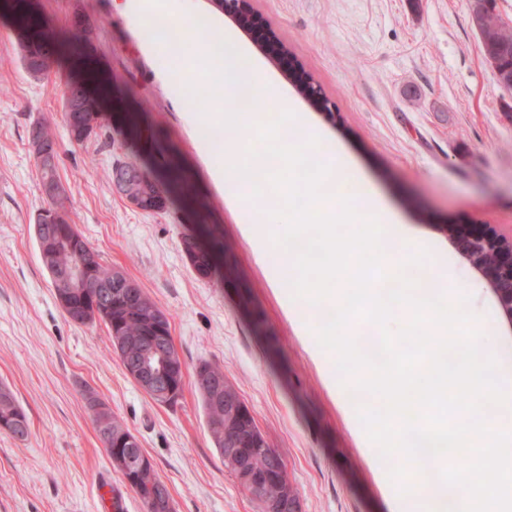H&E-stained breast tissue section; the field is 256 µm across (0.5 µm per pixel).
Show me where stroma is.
I'll return each instance as SVG.
<instances>
[{
  "label": "stroma",
  "mask_w": 512,
  "mask_h": 512,
  "mask_svg": "<svg viewBox=\"0 0 512 512\" xmlns=\"http://www.w3.org/2000/svg\"><path fill=\"white\" fill-rule=\"evenodd\" d=\"M252 7L288 60L264 49L265 31L237 29L210 0H191L183 25L194 37L233 33L259 75L321 131L323 156L343 164L341 196L358 198L369 186L435 260L439 287L473 289L486 341L512 368V322L443 231L447 223L512 231V89L480 51L468 0H252ZM33 8L57 41L83 26L81 52L111 82L113 102L107 128L71 145L62 112L79 62L64 58L48 76L30 77L13 26L0 15V384L30 423L24 441L0 430V512H103V483L121 499V512H144L95 430L91 395L138 437L176 512H259L211 440L194 386L202 361L238 385L285 460L303 512H391L353 419L377 397L340 400L327 382L335 359L313 356L282 302L292 274L271 283L279 250L257 255L245 217L252 202L213 178L223 159L188 120L209 111L210 101L176 62L146 46L114 0H33ZM294 67L321 86L328 111L293 87ZM42 118L58 140L73 222L104 264L136 280L169 314L184 369L175 406L155 402L127 375L104 324H72L56 301L35 240L46 200L26 135ZM119 160L162 177L179 164L193 203L163 214L138 210L108 182ZM189 224L208 225L232 245L220 279H200L187 263L181 236Z\"/></svg>",
  "instance_id": "35a3bbf8"
}]
</instances>
